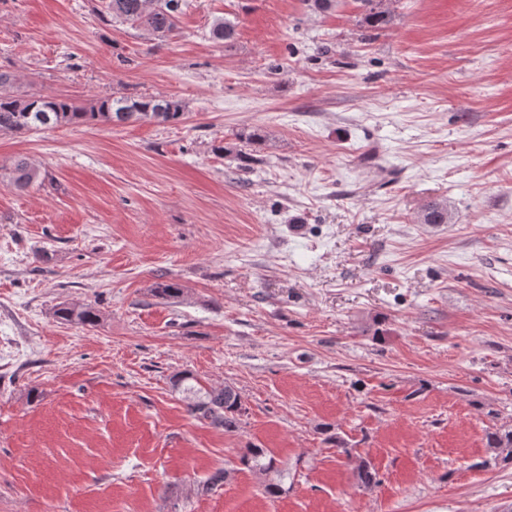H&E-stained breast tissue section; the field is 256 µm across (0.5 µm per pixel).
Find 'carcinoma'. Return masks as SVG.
<instances>
[{"label": "carcinoma", "instance_id": "obj_1", "mask_svg": "<svg viewBox=\"0 0 512 512\" xmlns=\"http://www.w3.org/2000/svg\"><path fill=\"white\" fill-rule=\"evenodd\" d=\"M365 15L363 22L371 27L385 25L391 17L384 0H360ZM182 0H104V13L148 34L163 38L177 28ZM236 24L221 18L214 21L210 29L213 41L226 46L236 39ZM13 83V76L0 73V132L24 133L33 129H51L57 126H81L91 122L121 124L130 121L147 120L158 124L181 121L184 106L172 97L141 96L104 97L96 100L87 109L76 107L70 100L44 96H18L7 91ZM12 181L18 188L25 189L42 183L41 170L35 164L18 160L12 170ZM423 224H451L453 216L448 204L432 202L421 215ZM58 317L64 321L93 326L98 320L95 308L88 305L65 306L58 309ZM194 377L184 374L177 381V387L193 394L188 410L196 419L214 428L234 432L239 427L240 417L246 413L240 394L230 386L196 387ZM487 446L503 460H512V429L495 428L486 435ZM242 461L251 469L265 474L279 473L274 457L261 448H247ZM356 476L361 485L371 488L377 485V473L365 461L358 463Z\"/></svg>", "mask_w": 512, "mask_h": 512}]
</instances>
